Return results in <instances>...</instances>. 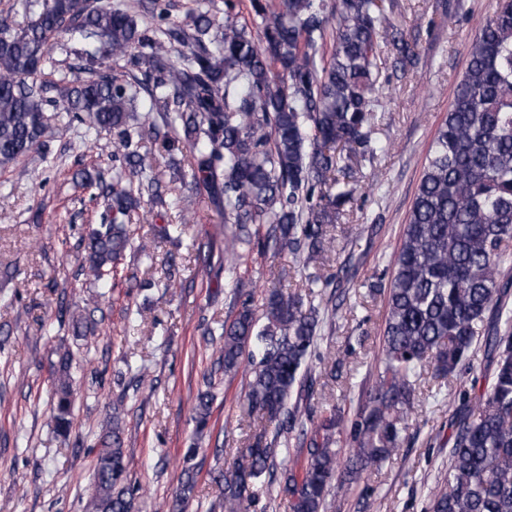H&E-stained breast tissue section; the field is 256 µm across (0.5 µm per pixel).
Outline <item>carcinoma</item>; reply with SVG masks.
<instances>
[{
  "label": "carcinoma",
  "instance_id": "carcinoma-1",
  "mask_svg": "<svg viewBox=\"0 0 512 512\" xmlns=\"http://www.w3.org/2000/svg\"><path fill=\"white\" fill-rule=\"evenodd\" d=\"M14 15L0 14V169L40 150L54 136L44 111L41 74L53 44L75 41L77 62L62 76L65 117L115 135L114 155L124 168L112 182L83 180L103 198L101 224L84 240L80 272L106 284L127 249L146 258L151 242L132 237L128 220L143 192L160 200L169 187L143 181L155 157L145 143L169 150L182 143L196 157L195 178L224 207L230 259L250 245L248 225L268 226L275 249L303 257L314 272L305 295L268 293L262 316L243 305L224 325V371L250 364L246 414L276 425L219 471L224 512H254L259 489L278 485L289 512H325L338 469V489L396 455L425 368L435 379L454 376L484 339L494 367L490 388L473 399L459 394L448 479L431 493L429 512H512V0L495 10L467 48L468 63L444 122L437 129L385 289L386 317L375 385L357 414L349 454L340 458L334 406L316 423L312 377L301 373L315 347L323 298L335 276L323 273L334 250L328 227L355 192L352 159L388 151L375 137L376 95L382 57L415 65L416 43L391 20L394 0H250L262 32L257 41L239 23L236 0H224V21L211 0H198L189 21L152 23L169 0L149 11L112 0H18ZM125 62L118 76L106 60ZM162 125L139 120L138 104ZM98 305L73 320L93 332ZM55 430L73 423L69 358L56 365ZM303 401L289 404L295 387ZM314 427L306 428V422ZM297 433L292 465L274 474L281 434ZM121 430L102 426L93 489L86 512H134ZM196 473L184 469L169 512H185Z\"/></svg>",
  "mask_w": 512,
  "mask_h": 512
}]
</instances>
